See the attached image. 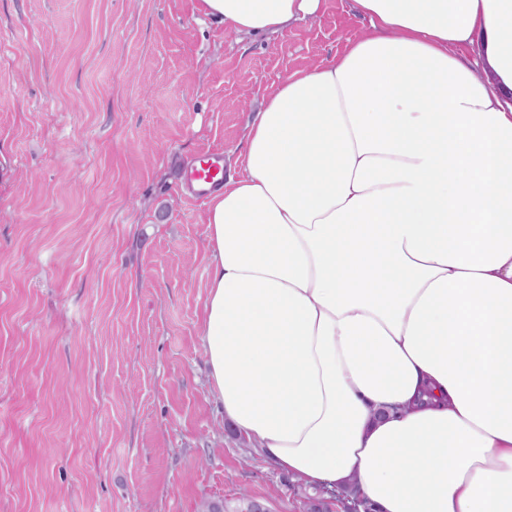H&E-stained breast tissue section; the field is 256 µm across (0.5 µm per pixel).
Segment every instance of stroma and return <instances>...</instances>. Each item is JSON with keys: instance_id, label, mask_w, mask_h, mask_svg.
<instances>
[{"instance_id": "35a3bbf8", "label": "stroma", "mask_w": 512, "mask_h": 512, "mask_svg": "<svg viewBox=\"0 0 512 512\" xmlns=\"http://www.w3.org/2000/svg\"><path fill=\"white\" fill-rule=\"evenodd\" d=\"M367 28L351 0L252 38L199 0H0V512H305L211 392L180 172ZM208 512H269L262 503L255 501L248 494L243 493L236 499L233 505L228 504L223 499H210L203 503Z\"/></svg>"}]
</instances>
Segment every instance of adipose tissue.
Listing matches in <instances>:
<instances>
[{
  "instance_id": "obj_1",
  "label": "adipose tissue",
  "mask_w": 512,
  "mask_h": 512,
  "mask_svg": "<svg viewBox=\"0 0 512 512\" xmlns=\"http://www.w3.org/2000/svg\"><path fill=\"white\" fill-rule=\"evenodd\" d=\"M200 2L241 35L321 5ZM352 7L367 33L282 77L209 199L211 389L304 483L512 512V0Z\"/></svg>"
}]
</instances>
